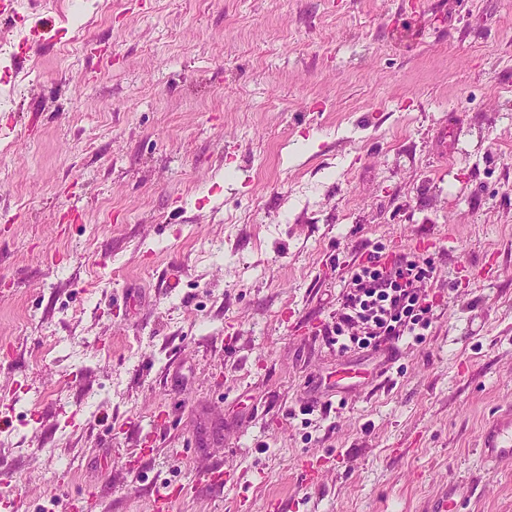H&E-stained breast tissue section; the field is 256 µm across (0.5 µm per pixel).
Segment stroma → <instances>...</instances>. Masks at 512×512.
<instances>
[{
	"mask_svg": "<svg viewBox=\"0 0 512 512\" xmlns=\"http://www.w3.org/2000/svg\"><path fill=\"white\" fill-rule=\"evenodd\" d=\"M96 3L0 15V512H512V0ZM376 246L441 309L337 395ZM480 454L495 467L512 463V406L500 409L484 427L479 443Z\"/></svg>",
	"mask_w": 512,
	"mask_h": 512,
	"instance_id": "obj_1",
	"label": "stroma"
}]
</instances>
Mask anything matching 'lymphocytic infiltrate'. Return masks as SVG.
Instances as JSON below:
<instances>
[{
	"instance_id": "f902f5d3",
	"label": "lymphocytic infiltrate",
	"mask_w": 512,
	"mask_h": 512,
	"mask_svg": "<svg viewBox=\"0 0 512 512\" xmlns=\"http://www.w3.org/2000/svg\"><path fill=\"white\" fill-rule=\"evenodd\" d=\"M434 267L412 253L369 251L343 283L336 319L325 328L338 353L372 354L423 342L438 301L427 284Z\"/></svg>"
}]
</instances>
